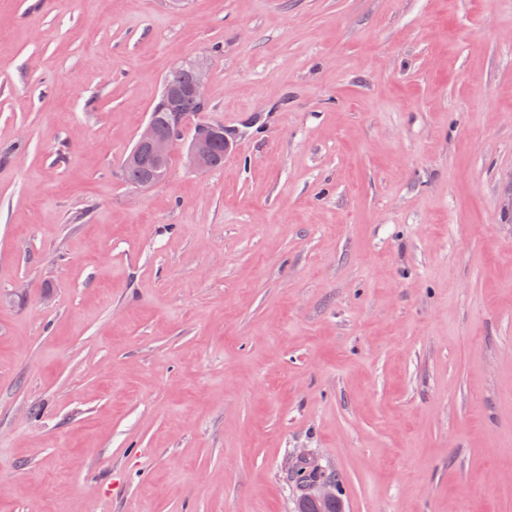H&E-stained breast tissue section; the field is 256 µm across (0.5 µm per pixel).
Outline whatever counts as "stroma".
<instances>
[{
  "label": "stroma",
  "mask_w": 512,
  "mask_h": 512,
  "mask_svg": "<svg viewBox=\"0 0 512 512\" xmlns=\"http://www.w3.org/2000/svg\"><path fill=\"white\" fill-rule=\"evenodd\" d=\"M296 466L512 512V0H0V512H298ZM197 68V79L196 82L191 87V93L193 96L199 101L202 107L207 105V97H206V85H207V76H206V65L203 59H199L196 61ZM172 89L168 88L167 85L163 83V88L161 94L159 96L158 101L152 108L151 115L155 116L158 121H160L165 129L168 128L170 122L172 121L171 112H180L184 117L187 115H196L198 112H206L201 110V107L197 100L192 96L188 95L184 91L179 93L176 98L175 109L172 111L167 106L166 103L161 105L164 100H166L167 95H172ZM179 134L172 130L161 132L150 117L145 126L139 131L136 142L124 161L126 182H138L132 185L135 189H144L157 184L156 181L146 180L148 174L145 168H127L149 161L158 171L166 165L173 146ZM146 150V153H144ZM140 181V182H139ZM221 141H224V146H227L228 139L224 134L223 125L212 123L197 125L188 147L190 164L198 169H208L213 166L215 146ZM224 146L222 145L220 149L221 154L215 168L224 164Z\"/></svg>",
  "instance_id": "obj_1"
}]
</instances>
